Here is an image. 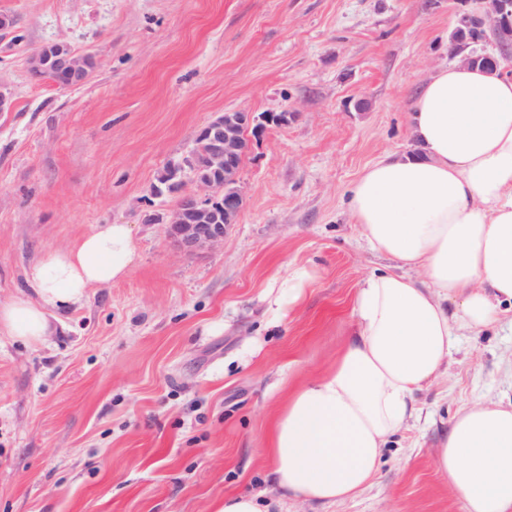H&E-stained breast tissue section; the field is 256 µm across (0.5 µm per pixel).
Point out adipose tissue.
<instances>
[{
	"instance_id": "1",
	"label": "adipose tissue",
	"mask_w": 512,
	"mask_h": 512,
	"mask_svg": "<svg viewBox=\"0 0 512 512\" xmlns=\"http://www.w3.org/2000/svg\"><path fill=\"white\" fill-rule=\"evenodd\" d=\"M410 122L414 152L371 164L350 209L373 249L420 276L384 272L361 283L335 366L288 396L266 448L272 487L309 503L367 488L452 336L485 333L512 309V74L444 64L414 98ZM135 261L126 224L96 225L46 252L29 274L31 293L0 302V335L43 344L57 312L124 280ZM435 465L461 512H512V405L460 410Z\"/></svg>"
}]
</instances>
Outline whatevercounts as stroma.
Segmentation results:
<instances>
[{
  "label": "stroma",
  "mask_w": 512,
  "mask_h": 512,
  "mask_svg": "<svg viewBox=\"0 0 512 512\" xmlns=\"http://www.w3.org/2000/svg\"><path fill=\"white\" fill-rule=\"evenodd\" d=\"M476 0H0V301L51 249L127 224L128 278L92 289L38 348L0 340V512H218L260 493L278 512H460L437 473L444 429L473 403H512V312L456 336L373 484L332 505L283 499L263 448L291 387L328 368L372 273L394 270L349 209L380 157L415 148L413 96L449 60ZM64 42L92 55L72 88L27 60ZM366 100L365 109L357 101ZM289 113L240 170L223 244L177 250L152 188L218 112ZM305 269L273 311L274 278Z\"/></svg>",
  "instance_id": "35a3bbf8"
}]
</instances>
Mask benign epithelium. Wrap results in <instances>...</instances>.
Listing matches in <instances>:
<instances>
[{"label": "benign epithelium", "instance_id": "benign-epithelium-1", "mask_svg": "<svg viewBox=\"0 0 512 512\" xmlns=\"http://www.w3.org/2000/svg\"><path fill=\"white\" fill-rule=\"evenodd\" d=\"M512 23V0H498L495 8L479 14L460 12L458 24L474 25L493 34ZM94 70V59L79 54L63 42L41 48L29 58V72L35 78L60 79L58 86L69 88L85 83ZM285 125L288 113L263 114L222 112L203 126L195 140L203 142L206 151L198 155L187 152L179 161L168 165L169 180L154 187L157 196L178 197L177 207L170 212L151 210L144 222L165 226L166 237L185 253L211 249L224 242L229 227L236 223L244 203L239 185V172L244 158L251 152L271 123ZM192 175L196 190L189 191L185 173Z\"/></svg>", "mask_w": 512, "mask_h": 512}]
</instances>
